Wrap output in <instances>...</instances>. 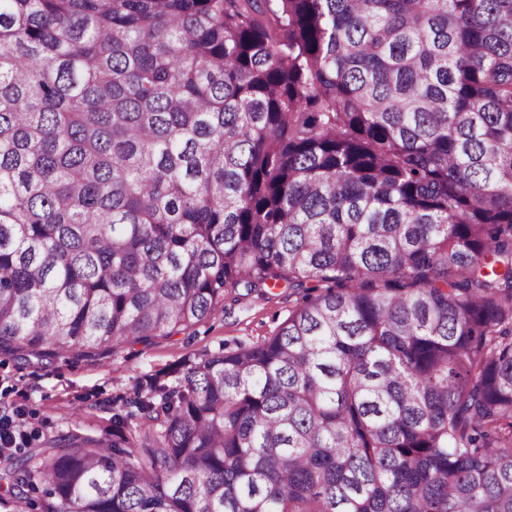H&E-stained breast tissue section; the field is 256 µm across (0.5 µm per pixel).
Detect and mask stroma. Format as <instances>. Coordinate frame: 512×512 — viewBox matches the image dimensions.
<instances>
[{"label":"stroma","instance_id":"1","mask_svg":"<svg viewBox=\"0 0 512 512\" xmlns=\"http://www.w3.org/2000/svg\"><path fill=\"white\" fill-rule=\"evenodd\" d=\"M302 290L272 289L226 297L203 322L150 346L134 345L100 361L56 357L41 363L0 354V403L16 410L24 433L53 440L71 431L108 439L112 415L133 398L139 380L186 357L252 344L273 334L299 303Z\"/></svg>","mask_w":512,"mask_h":512}]
</instances>
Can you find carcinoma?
<instances>
[{
	"label": "carcinoma",
	"mask_w": 512,
	"mask_h": 512,
	"mask_svg": "<svg viewBox=\"0 0 512 512\" xmlns=\"http://www.w3.org/2000/svg\"><path fill=\"white\" fill-rule=\"evenodd\" d=\"M0 0V352L142 377L14 512H512V0Z\"/></svg>",
	"instance_id": "cac0c4a2"
}]
</instances>
